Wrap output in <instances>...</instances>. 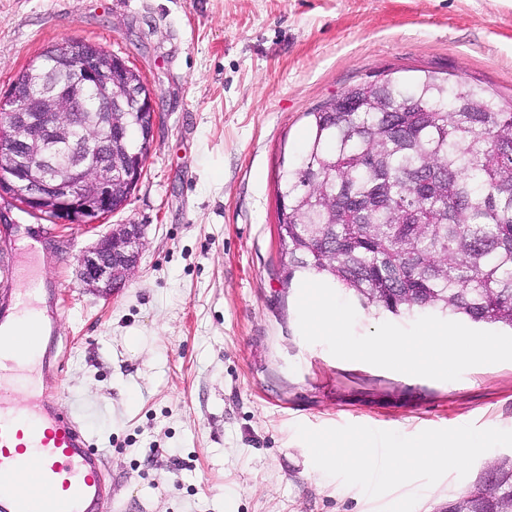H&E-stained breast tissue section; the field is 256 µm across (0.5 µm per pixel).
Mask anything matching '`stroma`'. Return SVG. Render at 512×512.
Masks as SVG:
<instances>
[{
	"label": "stroma",
	"instance_id": "obj_1",
	"mask_svg": "<svg viewBox=\"0 0 512 512\" xmlns=\"http://www.w3.org/2000/svg\"><path fill=\"white\" fill-rule=\"evenodd\" d=\"M84 40L156 93L144 175L98 225L53 224L0 196L14 266L42 238L62 312L46 371L102 454L98 512H446L491 466L512 468V362L437 381L334 357L299 330L277 183L309 114L381 73L429 70L512 97V0H0V97L47 47ZM141 224L134 277L105 298L78 258ZM479 440L462 469L391 443ZM359 445L350 475L329 446Z\"/></svg>",
	"mask_w": 512,
	"mask_h": 512
}]
</instances>
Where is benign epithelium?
I'll return each mask as SVG.
<instances>
[{
	"label": "benign epithelium",
	"instance_id": "7a95c632",
	"mask_svg": "<svg viewBox=\"0 0 512 512\" xmlns=\"http://www.w3.org/2000/svg\"><path fill=\"white\" fill-rule=\"evenodd\" d=\"M69 71L61 81L57 73ZM112 56L83 42L49 48L25 71L22 88L0 99V195L65 225H94L121 210L144 158L118 161L112 133L142 116L144 146L154 139V94L134 93ZM146 239L141 224H115L79 257L85 286L109 295L137 271Z\"/></svg>",
	"mask_w": 512,
	"mask_h": 512
}]
</instances>
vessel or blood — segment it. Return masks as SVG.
I'll use <instances>...</instances> for the list:
<instances>
[{
  "label": "vessel or blood",
  "mask_w": 512,
  "mask_h": 512,
  "mask_svg": "<svg viewBox=\"0 0 512 512\" xmlns=\"http://www.w3.org/2000/svg\"><path fill=\"white\" fill-rule=\"evenodd\" d=\"M14 308L0 307V348L19 359L43 355L58 367L55 352H43L45 310L38 278L18 289ZM13 369L0 367V512H97L104 493L103 458L86 434L61 410L45 387L18 398L10 385Z\"/></svg>",
  "instance_id": "vessel-or-blood-1"
}]
</instances>
